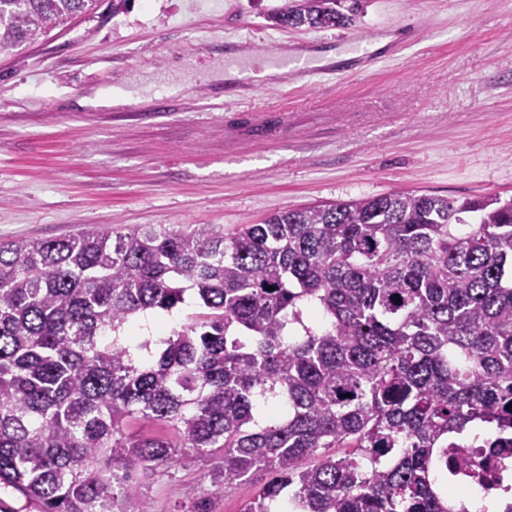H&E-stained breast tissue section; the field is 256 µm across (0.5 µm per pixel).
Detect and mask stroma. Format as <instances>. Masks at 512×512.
<instances>
[{"label": "stroma", "instance_id": "obj_1", "mask_svg": "<svg viewBox=\"0 0 512 512\" xmlns=\"http://www.w3.org/2000/svg\"><path fill=\"white\" fill-rule=\"evenodd\" d=\"M286 0H112L0 56V241L88 227L216 224L231 234L287 207L414 190L512 199V0H364L345 28L285 29ZM414 44L367 75L213 81L227 54ZM146 77L145 99L82 105ZM180 91L170 94V84ZM248 98H240L243 86ZM212 459L138 474L149 512H242Z\"/></svg>", "mask_w": 512, "mask_h": 512}]
</instances>
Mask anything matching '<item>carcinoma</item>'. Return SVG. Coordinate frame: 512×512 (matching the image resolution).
I'll return each instance as SVG.
<instances>
[{
  "instance_id": "cac0c4a2",
  "label": "carcinoma",
  "mask_w": 512,
  "mask_h": 512,
  "mask_svg": "<svg viewBox=\"0 0 512 512\" xmlns=\"http://www.w3.org/2000/svg\"><path fill=\"white\" fill-rule=\"evenodd\" d=\"M97 0H0L11 55ZM292 0L342 28L362 0ZM201 312L144 336L137 317ZM512 200L400 191L214 224L0 242V489L39 512H148L189 467L243 512H467L448 436L512 433ZM138 422L163 432L144 435ZM216 461L212 457L188 468L175 466L154 473H139L137 482L149 512H190L204 499H210L212 512H241L258 487L246 483L226 495L218 493L208 477V471Z\"/></svg>"
}]
</instances>
